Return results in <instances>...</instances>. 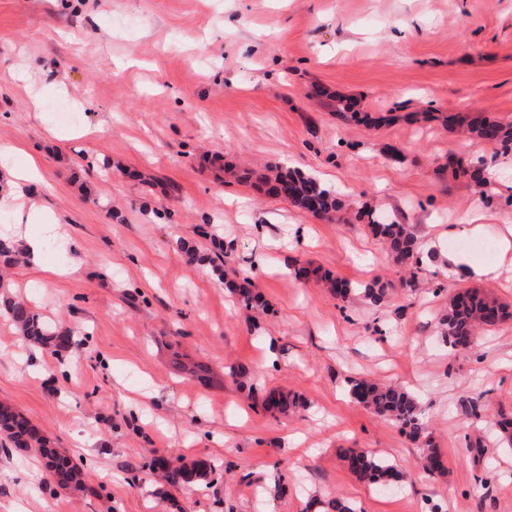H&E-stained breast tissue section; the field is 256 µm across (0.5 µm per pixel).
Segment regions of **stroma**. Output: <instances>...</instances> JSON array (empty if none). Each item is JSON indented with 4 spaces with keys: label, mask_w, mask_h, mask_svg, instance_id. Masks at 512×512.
<instances>
[{
    "label": "stroma",
    "mask_w": 512,
    "mask_h": 512,
    "mask_svg": "<svg viewBox=\"0 0 512 512\" xmlns=\"http://www.w3.org/2000/svg\"><path fill=\"white\" fill-rule=\"evenodd\" d=\"M424 111L512 123V0H0V144L37 161L34 199L66 229L40 269L0 216V295L80 342L25 349L0 319V403L85 473L61 489L37 449L1 445L0 512H320L336 497L357 512H512V448L480 422L512 414V320L468 351L440 325L462 288L512 305V151L407 118ZM452 158L490 189L449 177ZM287 170L333 190L339 221L266 194ZM373 214L420 240L415 291L398 288ZM474 224L491 252L454 248ZM301 267L397 289L344 302ZM247 271L265 309L226 286ZM233 367L304 409L266 410ZM359 377L411 390L440 470L351 397ZM348 448L406 481H356ZM159 458L216 471L175 488Z\"/></svg>",
    "instance_id": "stroma-1"
}]
</instances>
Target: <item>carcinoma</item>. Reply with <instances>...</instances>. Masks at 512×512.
Segmentation results:
<instances>
[{"instance_id": "obj_1", "label": "carcinoma", "mask_w": 512, "mask_h": 512, "mask_svg": "<svg viewBox=\"0 0 512 512\" xmlns=\"http://www.w3.org/2000/svg\"><path fill=\"white\" fill-rule=\"evenodd\" d=\"M472 136L479 143L495 148L512 147V123L481 121L469 127ZM276 182L281 187H270L268 193L290 200L298 207L316 216H328L337 211L339 204L331 191L321 187L315 179L300 174H279L266 183ZM373 230L385 240L394 264L408 269V277L401 279L403 288H416L414 264L420 263V244L406 224L385 223L378 219L370 220ZM238 295L241 304L250 309L258 301L253 293L252 281L245 278L240 283H228ZM336 297L346 301L358 293L380 303L391 294L388 285L378 279L353 288L344 281L330 283ZM4 309L28 340L56 353L78 346L75 333L50 326L32 311L22 300H4ZM512 317L509 306L491 298L482 290L467 288L456 291L449 300L448 313L442 319L446 326L445 335L453 349L468 350L476 335L489 332ZM349 391L354 399L376 415L397 422L402 432L409 438L419 440L428 437L427 424L417 399L408 391L374 380L357 378L349 380ZM265 406H275L281 411L297 408L296 399L277 397L273 394L261 396ZM0 434L5 436L17 448H36L44 461L49 476L57 486L67 488L81 481L80 469L64 454L55 448L46 446V441L18 411L8 405H0ZM346 461L355 478L367 485H396L402 481V474L393 465L375 456L365 448H351L346 453ZM201 467H173L168 470V480L174 486L191 482L199 474Z\"/></svg>"}]
</instances>
